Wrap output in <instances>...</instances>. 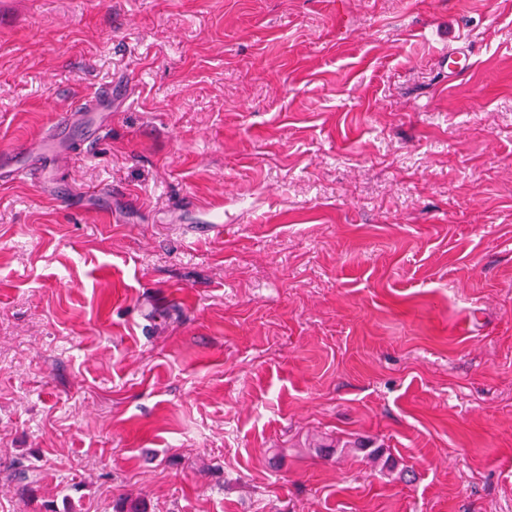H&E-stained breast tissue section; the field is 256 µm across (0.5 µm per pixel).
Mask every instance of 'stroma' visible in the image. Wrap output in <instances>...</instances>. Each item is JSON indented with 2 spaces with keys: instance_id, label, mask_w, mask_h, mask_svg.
Instances as JSON below:
<instances>
[{
  "instance_id": "obj_1",
  "label": "stroma",
  "mask_w": 512,
  "mask_h": 512,
  "mask_svg": "<svg viewBox=\"0 0 512 512\" xmlns=\"http://www.w3.org/2000/svg\"><path fill=\"white\" fill-rule=\"evenodd\" d=\"M20 144L0 512H512V0H0ZM472 64V51L468 46H460L448 50V70L450 75H465L470 70Z\"/></svg>"
}]
</instances>
